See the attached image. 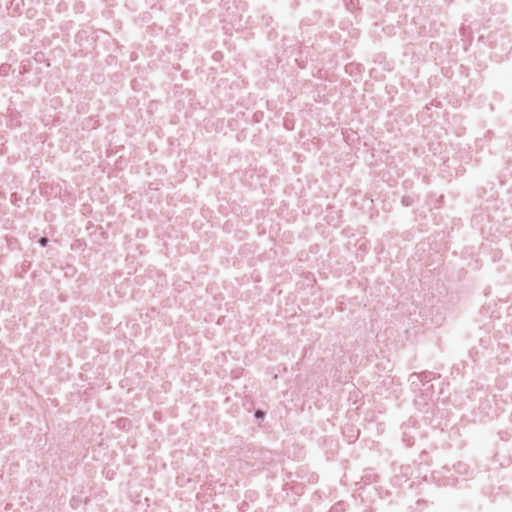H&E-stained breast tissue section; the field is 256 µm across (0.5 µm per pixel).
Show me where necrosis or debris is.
Returning a JSON list of instances; mask_svg holds the SVG:
<instances>
[{"label":"necrosis or debris","mask_w":512,"mask_h":512,"mask_svg":"<svg viewBox=\"0 0 512 512\" xmlns=\"http://www.w3.org/2000/svg\"><path fill=\"white\" fill-rule=\"evenodd\" d=\"M0 512H512V0H0Z\"/></svg>","instance_id":"necrosis-or-debris-1"}]
</instances>
